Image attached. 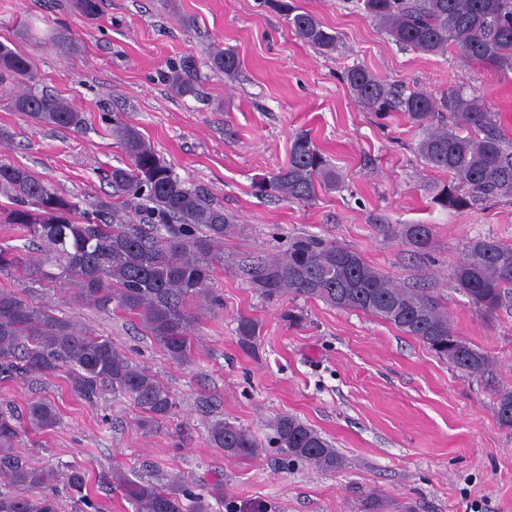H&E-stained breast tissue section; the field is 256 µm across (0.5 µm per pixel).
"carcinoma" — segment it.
Masks as SVG:
<instances>
[{
    "instance_id": "cac0c4a2",
    "label": "carcinoma",
    "mask_w": 512,
    "mask_h": 512,
    "mask_svg": "<svg viewBox=\"0 0 512 512\" xmlns=\"http://www.w3.org/2000/svg\"><path fill=\"white\" fill-rule=\"evenodd\" d=\"M287 16L288 24L309 45L328 53L338 37L313 15L295 12L288 0H270ZM364 11L400 47L423 54L444 55L458 50L468 61L512 73V0H362ZM215 69L230 76L239 67L236 54L226 49L213 54ZM19 89L13 109L54 126L79 129L83 113L64 98L32 89L37 81L30 61L0 43V84ZM345 82L366 108L381 114L399 109L409 123L425 131L417 153L432 168L448 173L449 181L435 187L434 203L463 211L487 202L512 199V142L505 138L496 115L477 95L450 88L437 98L417 90L403 97L364 66L347 69ZM171 89L184 96L194 92L188 74H175ZM452 115L445 125L442 112ZM112 138L127 159L124 167L102 171L112 184L113 197L126 204L144 199L146 217L140 223L123 221L118 208L102 209L90 219L79 206L60 195L29 169L0 160V191L19 202L8 223L41 248L44 257L31 260L0 248V273L42 285H68L88 307L109 305L136 318L144 331L178 361L193 351L196 316L189 301L203 299L221 305L212 289L217 265L224 263V236L234 230L232 217L203 193L188 187L165 159L134 127L116 124ZM339 175L310 134L293 137L288 165L261 181L272 197L310 202L318 190L336 187ZM417 253H426L433 238L430 224H403L396 234ZM251 287L273 300L286 293L321 300L337 309L357 310L390 323L414 336L439 357L472 378L489 372V360L452 331L448 315L422 288L399 284L366 263L361 256L315 235L289 238L287 248L271 258L244 266ZM450 279L477 309L498 308L512 292V244L494 237L468 242L451 269ZM259 327L241 315L237 334L244 345L256 340ZM68 373L71 391L88 403L105 393L128 398L151 427L175 407L169 388L145 367L135 363L112 341L80 327L52 311L34 306L14 291H0V382L28 376ZM496 418L512 428V389L496 392ZM33 431L58 423L54 407L42 401L27 405L21 415L0 412V479L11 490L0 492V512H58L55 497L41 494L54 473L36 467L15 448L18 424ZM275 442L294 461L326 471L345 466L344 457L320 432L288 413L273 421ZM208 441L224 453L247 459L258 445L246 429L225 419L211 422ZM69 491L85 506H93L88 475L82 469L65 474ZM113 486L122 490L137 512H211L209 501L194 497L191 505L184 482L172 475L164 483L130 478L112 470Z\"/></svg>"
}]
</instances>
